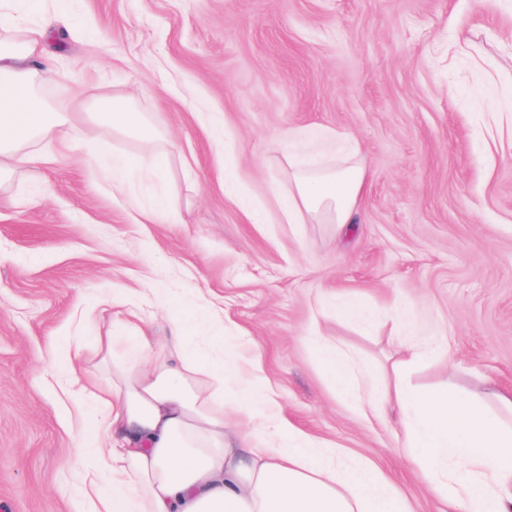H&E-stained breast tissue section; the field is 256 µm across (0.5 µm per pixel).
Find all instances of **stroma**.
Here are the masks:
<instances>
[{
	"label": "stroma",
	"mask_w": 512,
	"mask_h": 512,
	"mask_svg": "<svg viewBox=\"0 0 512 512\" xmlns=\"http://www.w3.org/2000/svg\"><path fill=\"white\" fill-rule=\"evenodd\" d=\"M10 4L30 26L59 18L54 105L79 112L105 86L141 94L172 144L152 188L172 208L135 223L137 178L118 191L75 147L0 188V512H83L91 409L52 375L61 342L105 334L120 298L149 335L186 318L206 348L200 297L223 314L225 358L259 361L293 426L436 512L397 411L353 413L313 340L384 381L402 343L424 338L410 389L512 392V0ZM292 131L323 167L340 163L337 135L355 139L368 182L351 228L277 223ZM351 301L363 317L343 314Z\"/></svg>",
	"instance_id": "35a3bbf8"
}]
</instances>
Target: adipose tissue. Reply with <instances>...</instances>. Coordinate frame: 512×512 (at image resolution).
Returning <instances> with one entry per match:
<instances>
[{"instance_id": "ef3b65f1", "label": "adipose tissue", "mask_w": 512, "mask_h": 512, "mask_svg": "<svg viewBox=\"0 0 512 512\" xmlns=\"http://www.w3.org/2000/svg\"><path fill=\"white\" fill-rule=\"evenodd\" d=\"M47 29L23 25L0 4V182L45 161L44 144L76 140L98 177L120 182L129 170L163 178L161 152L137 161L112 152L118 134L155 143L147 113L123 94L101 91L89 103L98 130L82 135L70 113L48 110ZM367 185L357 155L332 170L294 169L282 224L353 223ZM116 335L97 336L85 363L97 377L79 392L94 418L77 444L92 474L99 512H415L368 461L349 460L291 425L259 371L233 381L221 348L203 352L182 319L155 343L131 311ZM337 394L360 413L396 404L411 458L447 512H512V394L495 409L447 392H412L379 383L343 348L318 345Z\"/></svg>"}]
</instances>
